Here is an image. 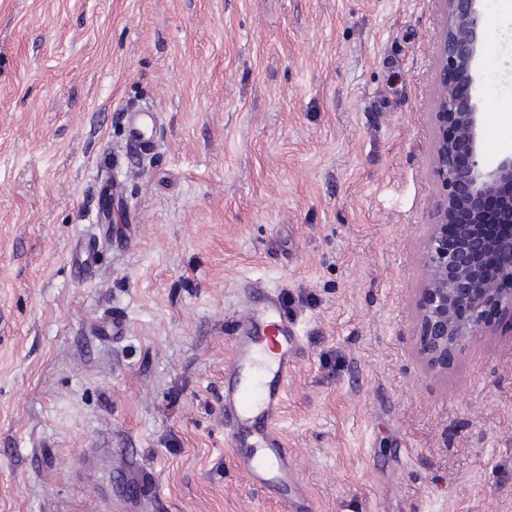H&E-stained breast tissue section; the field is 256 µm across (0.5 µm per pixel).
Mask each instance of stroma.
<instances>
[{"label": "stroma", "mask_w": 512, "mask_h": 512, "mask_svg": "<svg viewBox=\"0 0 512 512\" xmlns=\"http://www.w3.org/2000/svg\"><path fill=\"white\" fill-rule=\"evenodd\" d=\"M487 6L492 163L512 0ZM446 22L443 0H0V512H113L91 448L151 463L155 512H279L224 441L249 282L298 318L278 429L315 512H512V318L443 367L418 345ZM128 104L158 116L134 156ZM115 313L123 336L92 334Z\"/></svg>", "instance_id": "1"}]
</instances>
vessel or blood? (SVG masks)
Masks as SVG:
<instances>
[{
	"mask_svg": "<svg viewBox=\"0 0 512 512\" xmlns=\"http://www.w3.org/2000/svg\"><path fill=\"white\" fill-rule=\"evenodd\" d=\"M125 111L129 149L137 152L157 116L146 107L129 105ZM299 347L297 323L276 290L253 285L224 369V433L229 446L245 451L240 467L247 482L265 488L281 512H311L277 429Z\"/></svg>",
	"mask_w": 512,
	"mask_h": 512,
	"instance_id": "obj_1",
	"label": "vessel or blood"
}]
</instances>
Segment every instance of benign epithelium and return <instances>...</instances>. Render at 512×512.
<instances>
[{"label": "benign epithelium", "mask_w": 512, "mask_h": 512, "mask_svg": "<svg viewBox=\"0 0 512 512\" xmlns=\"http://www.w3.org/2000/svg\"><path fill=\"white\" fill-rule=\"evenodd\" d=\"M479 0H444L447 26L441 42L439 87L433 102L437 137L433 165L441 181L434 224L425 247L420 313L421 354L440 364L462 340L485 329V309L512 313V291L484 274L492 264L512 274V233L495 239L480 230L487 201L500 198V217L512 224V153L488 163L482 142L475 63L491 32ZM456 225L448 244V225Z\"/></svg>", "instance_id": "7a95c632"}]
</instances>
